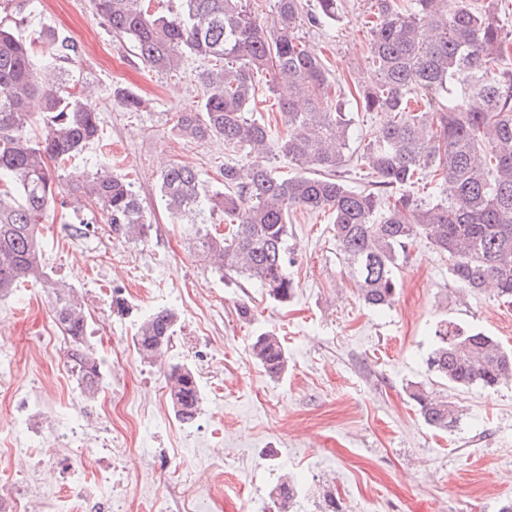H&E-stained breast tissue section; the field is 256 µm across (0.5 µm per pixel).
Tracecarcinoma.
<instances>
[{
    "instance_id": "1",
    "label": "carcinoma",
    "mask_w": 512,
    "mask_h": 512,
    "mask_svg": "<svg viewBox=\"0 0 512 512\" xmlns=\"http://www.w3.org/2000/svg\"><path fill=\"white\" fill-rule=\"evenodd\" d=\"M150 2L91 0L112 38L154 72L175 71L192 56L214 61L199 75L200 104L180 113L176 128L199 141L222 140L245 157L224 163L222 191L207 189L189 164H173L158 178L165 209L186 226L191 251L208 267L253 280L288 303L296 284L287 216L299 208L331 213L336 248L369 307L393 302L400 262L421 239L448 255L459 287L487 285L512 303V39L499 0H367L375 79L334 85L297 30L305 20L317 28L336 20L341 0H315L312 8L275 0L265 23L248 0H174L165 14L150 11ZM27 22L21 12L0 20V295L28 283L46 288L69 371L93 397L102 374L86 341L85 305L75 289L48 278L39 226L65 187L90 211L78 236L107 224L112 237L141 242L152 218L132 184L106 164L94 173L72 166L102 140L101 118L83 102L92 86L63 78L60 62L75 61L77 46L43 26L23 36ZM261 74L274 95L288 86V97L278 99L284 137L253 117ZM112 101L127 112L146 108L139 93L118 85ZM355 108L387 117L360 154L351 150ZM35 114L43 128L33 137ZM273 156L294 173L274 170ZM352 166L366 169L367 186L347 184ZM422 174L434 183L428 200L414 192ZM218 213L224 233L212 229ZM177 322L165 308L138 318L132 342L139 356L160 355ZM434 336L427 368L449 386L512 380V352L493 337L448 321ZM252 353L272 378L286 368V351L271 333L256 337ZM167 388L175 417L193 423L201 401L194 372L172 367ZM409 397L432 428L448 430L459 419L453 402L421 386Z\"/></svg>"
}]
</instances>
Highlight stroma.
<instances>
[{"label":"stroma","mask_w":512,"mask_h":512,"mask_svg":"<svg viewBox=\"0 0 512 512\" xmlns=\"http://www.w3.org/2000/svg\"><path fill=\"white\" fill-rule=\"evenodd\" d=\"M365 0H344L328 27H301L303 44L323 56L333 80H373L361 25ZM35 22L77 45L70 76L93 83L89 105L103 118L108 150L89 146L80 168L108 158L127 175L155 223L146 242L114 239L107 225L83 238L72 228L86 208L51 211L41 228L53 280L82 296L88 342L102 359L95 397H85L64 358L47 292L26 286L0 297V507L59 512L74 477L112 462L127 488L99 487L87 512H279L274 488L290 479L288 512H498L512 500V382L451 389L429 373L434 330L449 320L495 336L512 348V305L487 290L460 288L447 256L421 241L398 274L393 304L365 306L336 251L330 214L294 212L288 241L297 262L293 299L280 304L257 282L221 278L190 253L184 229L161 202L156 180L174 162L195 166L208 189L236 152L222 141L179 135L175 115L194 110L209 63L184 62L159 74L113 43L90 0H37ZM143 95L147 107L126 112L113 86ZM147 313L178 315L161 361L132 346L136 320L112 311L113 290ZM248 305L250 318L238 315ZM270 332L288 356L270 378L251 345ZM196 375L200 413L181 424L168 398L167 366ZM448 398L459 409L451 429L424 424L413 387ZM121 457H113V449Z\"/></svg>","instance_id":"35a3bbf8"}]
</instances>
